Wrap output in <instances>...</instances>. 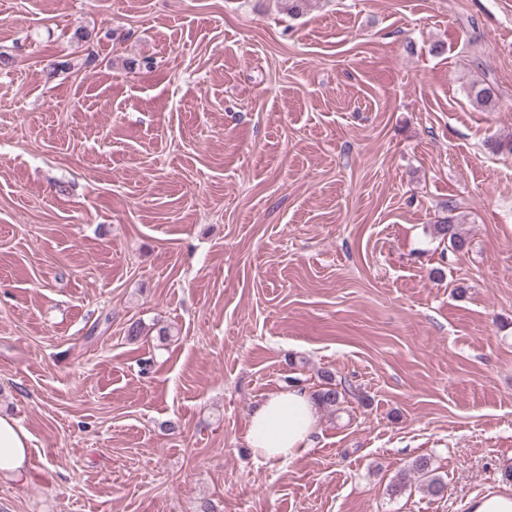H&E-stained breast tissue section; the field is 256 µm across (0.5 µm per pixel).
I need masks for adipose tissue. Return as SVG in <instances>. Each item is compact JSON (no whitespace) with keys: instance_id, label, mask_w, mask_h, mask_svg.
<instances>
[{"instance_id":"obj_1","label":"adipose tissue","mask_w":512,"mask_h":512,"mask_svg":"<svg viewBox=\"0 0 512 512\" xmlns=\"http://www.w3.org/2000/svg\"><path fill=\"white\" fill-rule=\"evenodd\" d=\"M319 418V406L300 388L266 397L252 412L247 441L254 454L265 460H290L310 446ZM30 437L14 418L0 415V480L23 476Z\"/></svg>"}]
</instances>
